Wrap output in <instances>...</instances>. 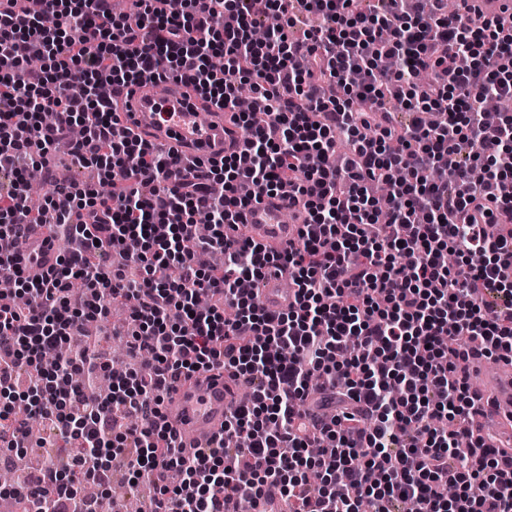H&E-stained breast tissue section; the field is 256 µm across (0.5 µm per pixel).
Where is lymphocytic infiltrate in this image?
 Wrapping results in <instances>:
<instances>
[{
  "mask_svg": "<svg viewBox=\"0 0 512 512\" xmlns=\"http://www.w3.org/2000/svg\"><path fill=\"white\" fill-rule=\"evenodd\" d=\"M364 2L265 0L261 13L253 0H132V26L110 0H0V170L13 173L0 193V277L29 298L0 305V443H26L11 399L19 366L40 372L20 393L28 408L79 440L13 486L19 512L44 484L56 490L46 512H91L80 485L111 487L118 470L128 491L152 485L149 512H227L271 481L290 512H394L403 500L418 512H512V448L471 429L469 383L472 364L512 360V113L484 118L487 98L512 100V20L451 12L447 0H385L377 12ZM27 51L43 66L28 68ZM147 74L233 113L242 152L170 185L168 154L94 93ZM244 84L249 113L236 107ZM396 108L410 125H395ZM66 139L102 186L53 189L49 238L71 248L33 277L17 250L26 172ZM283 194L308 214L297 245L226 241L253 199ZM203 222L213 232L192 247ZM113 249L141 281L89 265ZM449 253L455 265L442 263ZM278 265L297 296L285 312L252 289ZM116 302L133 325L128 352L151 356L153 371L127 372L93 401L88 383L107 362L45 357ZM217 367L251 396L189 458L163 422L164 395ZM319 389L336 409L313 424L305 406Z\"/></svg>",
  "mask_w": 512,
  "mask_h": 512,
  "instance_id": "1",
  "label": "lymphocytic infiltrate"
}]
</instances>
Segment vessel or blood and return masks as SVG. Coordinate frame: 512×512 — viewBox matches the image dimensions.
<instances>
[{
  "label": "vessel or blood",
  "mask_w": 512,
  "mask_h": 512,
  "mask_svg": "<svg viewBox=\"0 0 512 512\" xmlns=\"http://www.w3.org/2000/svg\"><path fill=\"white\" fill-rule=\"evenodd\" d=\"M488 17L512 18V0H468ZM157 91L152 82L142 81L133 86L131 94H119L117 111L121 119L138 133H150L152 141L160 144L176 158L179 170L193 162L206 161L230 153L231 140L240 134L230 115L220 109L204 112L184 102L180 92L169 95L168 107H157ZM244 231L225 227L229 240L247 236L262 245L282 250L298 238L301 224L307 215L298 206L290 205L287 197L262 198L244 212ZM42 226L28 225L22 238L21 252L30 273L48 272L57 264L55 247L45 241ZM287 270H273L255 285L259 303L270 310L285 311L295 302L292 290L285 288ZM481 395L486 401V418L504 422L512 417V363L501 362L488 380ZM237 402L235 383L224 371L193 376L182 382L165 399L164 413L183 442L186 454L207 447L224 431V418ZM251 512H289L288 500L278 487L267 485L251 503Z\"/></svg>",
  "instance_id": "1"
}]
</instances>
